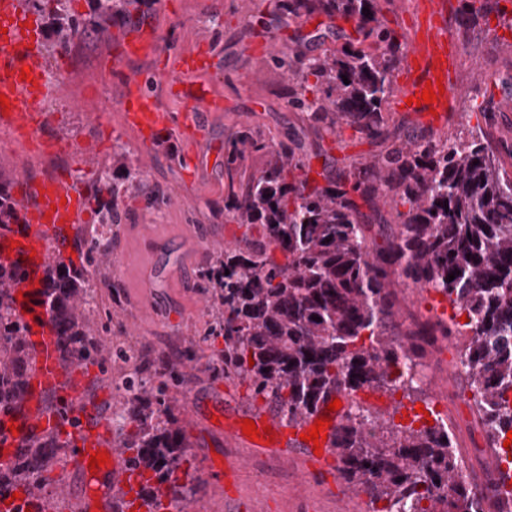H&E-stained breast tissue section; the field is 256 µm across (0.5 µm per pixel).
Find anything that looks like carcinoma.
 Here are the masks:
<instances>
[{
    "label": "carcinoma",
    "mask_w": 512,
    "mask_h": 512,
    "mask_svg": "<svg viewBox=\"0 0 512 512\" xmlns=\"http://www.w3.org/2000/svg\"><path fill=\"white\" fill-rule=\"evenodd\" d=\"M142 2L89 0L86 20L69 12L67 0H29L36 12L57 17L54 47L60 54L76 38L109 37L112 22L128 18L130 7ZM278 9L286 17L318 13L354 22L357 38L335 53L302 54L297 68L279 63L301 80L290 105L307 112L325 133L345 124L384 143V104L406 46L380 17L377 0H279ZM462 11L465 31L492 13L512 23L499 0H463ZM310 76L320 91L311 99L304 86ZM248 150L264 152L265 161L246 178L239 166ZM302 167L284 141L267 145L249 129L230 139L224 209L237 223L261 231L224 249V259L204 273L224 335L217 364L290 425L314 413L331 392L344 394L348 405L333 443L338 470L370 503H385L386 512H485L490 495L499 512H507L500 489L512 475L487 468L485 486L477 490L473 471L462 469L452 424L442 418L420 429L397 424L364 406L359 393L412 390L413 380L394 376L392 367L417 369L438 331L457 340L486 445L499 452L512 431V171L496 147L472 130L443 141L431 130L416 134L353 171L323 174L326 184L311 190L305 181L289 180L291 170ZM356 193L374 215L361 212ZM388 199L407 211L398 213V233L379 244L372 221L378 201ZM17 206L0 186V226L13 223ZM21 279L17 266L0 262V410L23 401L32 363L14 298ZM400 279L451 302L467 315L468 330L438 320L402 337L388 334ZM41 285L43 304L59 329L61 357L72 363L94 358L83 280L51 261ZM124 389L121 418L132 430L122 434V452L129 467L148 473L142 493L151 512H160L157 491L181 468L188 444L178 422L167 417V382H159L151 399L134 379ZM65 446L56 436L31 444L0 467V489L23 484L40 492L56 451Z\"/></svg>",
    "instance_id": "1"
}]
</instances>
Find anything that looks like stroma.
Here are the masks:
<instances>
[{"mask_svg":"<svg viewBox=\"0 0 512 512\" xmlns=\"http://www.w3.org/2000/svg\"><path fill=\"white\" fill-rule=\"evenodd\" d=\"M276 0H158L152 14L165 33L166 46L176 53L196 42L208 41L217 51L211 79L220 100L219 111L207 113L204 151L211 166L196 184L184 181L185 146L176 133L152 153H145L124 126L118 106V80L103 78L111 67L114 43L108 39L75 42L67 55L52 46L56 19L41 18L44 63L50 78L63 82V98L43 103L49 123L46 135L61 140L57 153L44 155L18 145L0 132V181L16 187L18 174L42 178L45 171L65 174L86 199L82 221L72 225L70 250L61 261L81 273L94 301L87 313L91 331L105 362L91 373L84 392L93 404L115 414L121 385L133 362L147 363L159 372L167 360L176 361L178 385L167 391L170 404L189 444L182 466L188 503L183 512H368V498L353 491L340 473L303 474L300 464L275 454L257 452L212 428L228 405L249 411L255 398L246 383L225 377L210 362L224 349V338L209 334L213 322L208 293L199 286V274L212 264L227 244L245 232L232 214L223 210L225 185L224 143L236 131L254 130L266 143L295 140L304 162L295 175L319 180L322 171L348 169L382 152L379 144L359 138L350 127L337 135L319 136L306 112L288 104V61L296 52L320 54L339 49L353 34L351 23L323 15L278 17ZM273 36V53L256 50L264 36ZM285 65H278V58ZM456 97L465 118L450 115L445 135L461 129L486 133L501 151L512 150V28L497 22H477L458 61ZM77 109H70V102ZM495 109L494 120L483 112ZM80 153H73V146ZM121 159L131 176L168 188L164 203H148L137 191L113 193L104 180L113 159ZM117 208L121 221L106 224L103 213ZM111 241L112 254L88 264L85 243L94 238ZM176 262L168 287H149L155 255ZM111 278L116 288H103ZM435 297L414 287H399L395 331L402 334L434 321ZM451 340L438 339L421 368L425 381L416 391L395 399L381 392L363 393L367 405L392 411L403 421L411 408L429 402L444 408L476 479H483L481 450L484 439L472 409V393L455 367ZM196 405L188 416V405ZM240 460L241 466L224 473L220 483L207 475L208 459Z\"/></svg>","mask_w":512,"mask_h":512,"instance_id":"stroma-1","label":"stroma"}]
</instances>
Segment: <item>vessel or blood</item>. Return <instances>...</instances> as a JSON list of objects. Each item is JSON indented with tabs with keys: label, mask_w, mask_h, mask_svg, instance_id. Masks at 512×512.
Wrapping results in <instances>:
<instances>
[{
	"label": "vessel or blood",
	"mask_w": 512,
	"mask_h": 512,
	"mask_svg": "<svg viewBox=\"0 0 512 512\" xmlns=\"http://www.w3.org/2000/svg\"><path fill=\"white\" fill-rule=\"evenodd\" d=\"M447 19L446 0H419L417 28L410 39L397 100L398 107H405L407 98L417 97L427 80L441 79L445 92L433 103L438 121L453 111L456 102L459 51L448 34ZM125 33L121 56L162 58L163 65L154 70L153 76L166 86L178 87L177 99L185 108L180 115L165 111L157 96L146 89L141 73L123 74L119 100L123 121L141 146L151 149L167 132L191 131L203 113L215 107L209 82L212 55L192 51L173 59L165 57L160 31L149 17L129 25ZM25 68L30 71L26 80L20 77ZM61 91L60 84L47 76L36 16L23 7L22 0H0V93L11 105L9 114H0V126L27 140L42 138L47 124L42 104ZM21 192L16 223L0 227V256L25 273L18 286L24 299L18 302L17 310L29 327L31 395L19 409L0 413V464L16 460L30 439L57 432L68 440L80 465H87L96 451L106 453L110 460L97 475L88 477L80 498L82 512H145L139 495L140 473L130 469L120 450L113 448L109 418L105 412L90 407L79 373L63 369L58 357V329L42 306L38 287L41 271L67 249V229L79 223L82 215L79 200L66 182L54 177L22 181ZM48 392L59 395L51 408L43 401ZM250 418L256 427L268 426L275 432L273 441L256 439L253 447L265 450L273 442L284 444L290 446L292 454L315 460L324 469L334 467L329 441L334 434L332 425L325 428L326 439L316 451L303 439L312 428L313 419L291 426L267 410L253 411Z\"/></svg>",
	"instance_id": "vessel-or-blood-1"
}]
</instances>
